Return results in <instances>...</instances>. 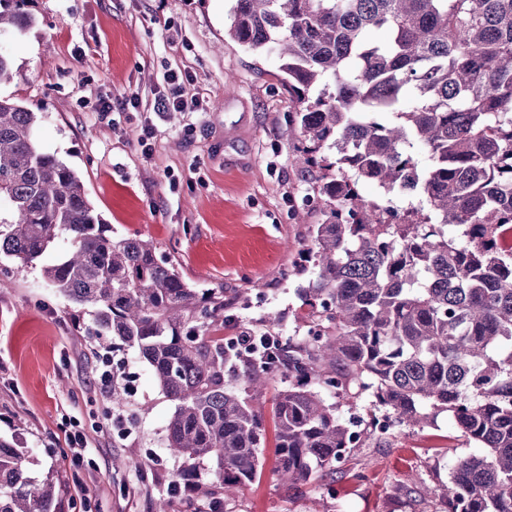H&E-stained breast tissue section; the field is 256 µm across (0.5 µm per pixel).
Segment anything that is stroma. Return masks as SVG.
I'll return each instance as SVG.
<instances>
[{"mask_svg": "<svg viewBox=\"0 0 512 512\" xmlns=\"http://www.w3.org/2000/svg\"><path fill=\"white\" fill-rule=\"evenodd\" d=\"M229 0H28L33 24L7 45L12 78L0 95L38 104L40 148L82 176L115 234L154 241L194 287L224 291L227 314L253 328L280 314L275 334L303 335L297 290L314 276L303 262L308 227L323 216L311 175L295 161V111L277 56L224 43ZM186 71L202 112L149 113L167 70ZM137 96L140 109L122 108ZM111 111L100 109L101 102ZM153 124L151 153L138 139ZM17 270L0 258V437L29 452L33 476L53 475L58 512H154L183 460L167 449L175 411L135 348L94 333L95 310L49 288L43 265ZM138 375L136 396L114 399L103 365ZM123 415L118 435L108 414ZM88 437V460L70 481L65 432ZM447 414L421 432L393 425L363 441L337 476L289 490L275 479V450L224 512H442L422 485L447 481L464 454Z\"/></svg>", "mask_w": 512, "mask_h": 512, "instance_id": "35a3bbf8", "label": "stroma"}]
</instances>
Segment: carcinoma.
Listing matches in <instances>:
<instances>
[{
  "label": "carcinoma",
  "instance_id": "carcinoma-1",
  "mask_svg": "<svg viewBox=\"0 0 512 512\" xmlns=\"http://www.w3.org/2000/svg\"><path fill=\"white\" fill-rule=\"evenodd\" d=\"M0 0V38L34 18ZM373 29L387 38L375 42ZM224 43L281 61L299 110L288 125L325 220L309 225L316 270L299 290L314 331L246 360L224 328V290L190 285L150 240L114 236L84 181L40 151L42 109L0 97V255L25 270L54 244L45 281L96 308L97 333L135 348L175 403L167 448L192 469L215 462L195 499L252 484L274 402L278 480L333 473L353 431L327 403L372 398L423 430L441 413L465 444L438 496L448 512H512V0H232ZM363 182L380 188L374 199ZM403 186L417 200L384 213ZM240 363L232 372L226 366ZM59 489L0 438V512H54Z\"/></svg>",
  "mask_w": 512,
  "mask_h": 512
}]
</instances>
